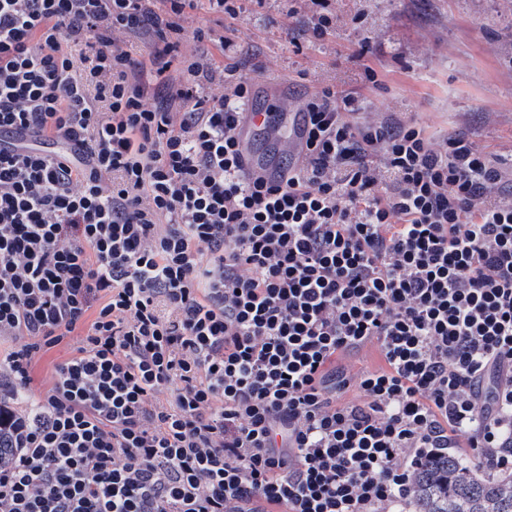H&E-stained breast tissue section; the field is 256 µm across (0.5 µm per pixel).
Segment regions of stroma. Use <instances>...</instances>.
Listing matches in <instances>:
<instances>
[{"instance_id": "stroma-1", "label": "stroma", "mask_w": 512, "mask_h": 512, "mask_svg": "<svg viewBox=\"0 0 512 512\" xmlns=\"http://www.w3.org/2000/svg\"><path fill=\"white\" fill-rule=\"evenodd\" d=\"M334 7L335 33L315 43L308 9L289 14L287 0H246L234 22L199 0L185 25L214 39L232 35V57L214 58L251 78L256 104L264 89L284 84L281 103L294 112L313 88L332 84L371 101L364 120L392 111L436 139L466 133L512 173V0H335ZM356 15L362 24L353 23ZM368 66L381 87L365 83Z\"/></svg>"}]
</instances>
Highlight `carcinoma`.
Wrapping results in <instances>:
<instances>
[{"mask_svg": "<svg viewBox=\"0 0 512 512\" xmlns=\"http://www.w3.org/2000/svg\"><path fill=\"white\" fill-rule=\"evenodd\" d=\"M409 512H512V476L481 477L453 454L435 457L415 472Z\"/></svg>", "mask_w": 512, "mask_h": 512, "instance_id": "carcinoma-1", "label": "carcinoma"}]
</instances>
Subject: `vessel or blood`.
<instances>
[{
  "mask_svg": "<svg viewBox=\"0 0 512 512\" xmlns=\"http://www.w3.org/2000/svg\"><path fill=\"white\" fill-rule=\"evenodd\" d=\"M246 113L247 120L241 131L240 143L247 168L265 180H276L280 174L279 166L270 154L254 149L251 133L254 128L264 126L272 132L281 134L287 141L290 151L298 157L301 156L304 145L302 116L297 112L278 115L267 110H259L252 104L247 106Z\"/></svg>",
  "mask_w": 512,
  "mask_h": 512,
  "instance_id": "obj_1",
  "label": "vessel or blood"
}]
</instances>
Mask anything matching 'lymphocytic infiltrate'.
<instances>
[{"instance_id":"obj_1","label":"lymphocytic infiltrate","mask_w":512,"mask_h":512,"mask_svg":"<svg viewBox=\"0 0 512 512\" xmlns=\"http://www.w3.org/2000/svg\"><path fill=\"white\" fill-rule=\"evenodd\" d=\"M196 5L0 0V512H404L462 448L511 475L495 158L323 86L250 174ZM70 355L69 347L55 348L41 357L34 369V381L31 384L32 389L38 393L47 386L48 377L52 366L55 363L63 361Z\"/></svg>"}]
</instances>
